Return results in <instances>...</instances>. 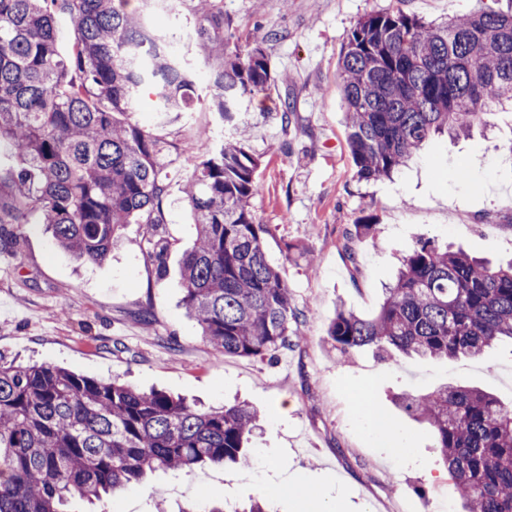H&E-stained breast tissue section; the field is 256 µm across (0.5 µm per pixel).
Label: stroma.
<instances>
[{"label": "stroma", "mask_w": 512, "mask_h": 512, "mask_svg": "<svg viewBox=\"0 0 512 512\" xmlns=\"http://www.w3.org/2000/svg\"><path fill=\"white\" fill-rule=\"evenodd\" d=\"M443 22L477 8L505 11L512 0H224L239 41L263 40L276 78L265 94L243 100L240 117L259 157V191L251 207L270 225L268 262L294 305L309 319L299 342L272 363L216 357L180 305L183 254L195 228L183 200L192 171L187 157L169 168L165 271L146 258L147 224H128L110 259L77 260L43 225H28L18 248L5 242L16 227L0 223V356L58 365L98 380L183 395L205 407L244 400L260 415L250 438L249 467L206 466L157 471L105 499L103 512H205L263 498L270 512H461L447 466L428 424L408 415L399 398L452 383L512 402V343L483 357L448 361L372 349L337 361L325 328L338 305L374 315L400 259L416 237L462 248L493 264L512 260V109L487 128L456 140L436 136L392 178L356 180L346 139V106L338 58L342 41L366 14L395 7ZM292 112L283 125V108ZM133 118L165 139L194 148L218 143V116H181L144 104ZM377 222L343 249L355 224ZM149 313L142 325L137 316ZM388 427H381L378 416ZM316 494L302 506L294 491Z\"/></svg>", "instance_id": "obj_1"}]
</instances>
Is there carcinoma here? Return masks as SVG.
<instances>
[{"instance_id": "1", "label": "carcinoma", "mask_w": 512, "mask_h": 512, "mask_svg": "<svg viewBox=\"0 0 512 512\" xmlns=\"http://www.w3.org/2000/svg\"><path fill=\"white\" fill-rule=\"evenodd\" d=\"M129 0H0V141L22 166L8 181L22 227L39 215L56 245L101 263L117 231L154 230L147 259L163 273L166 166L183 154L131 119L154 90L165 112L195 109L196 75ZM195 17L201 54L225 134L204 147L187 178L196 239L181 266L182 306L218 357L272 362L307 319L265 252L269 225L250 208L260 160L249 149L242 99L274 80L263 42L224 35V0H176ZM74 23L71 52L58 50L56 19ZM341 89L354 177L378 180L405 166L434 134L467 135L512 102V13L478 9L428 24L401 8L363 17L342 44ZM368 218L345 246L373 235ZM326 338L344 360L371 348L448 360L512 341V263L493 267L420 238L401 261L372 317L340 307ZM427 423L465 512H512V405L477 388L445 385L400 398ZM259 415L246 402L201 409L163 391L90 379L48 364L0 359V512H69L142 482L158 470L249 461Z\"/></svg>"}]
</instances>
